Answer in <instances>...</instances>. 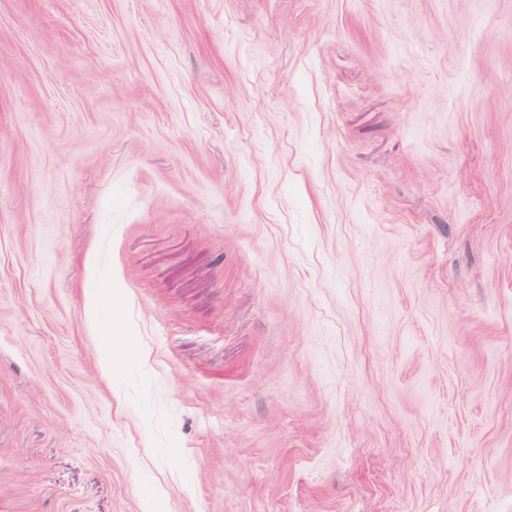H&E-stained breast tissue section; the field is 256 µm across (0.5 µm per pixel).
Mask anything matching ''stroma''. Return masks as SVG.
Returning a JSON list of instances; mask_svg holds the SVG:
<instances>
[{
	"label": "stroma",
	"mask_w": 512,
	"mask_h": 512,
	"mask_svg": "<svg viewBox=\"0 0 512 512\" xmlns=\"http://www.w3.org/2000/svg\"><path fill=\"white\" fill-rule=\"evenodd\" d=\"M0 512H512V0H0Z\"/></svg>",
	"instance_id": "35a3bbf8"
}]
</instances>
